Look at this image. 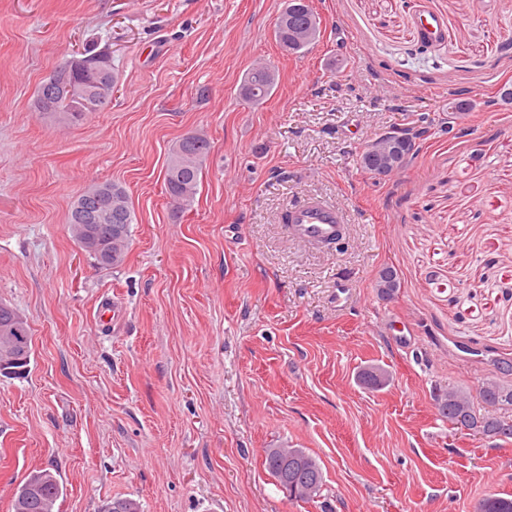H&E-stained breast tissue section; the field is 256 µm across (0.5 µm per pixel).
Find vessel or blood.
Wrapping results in <instances>:
<instances>
[{
    "mask_svg": "<svg viewBox=\"0 0 512 512\" xmlns=\"http://www.w3.org/2000/svg\"><path fill=\"white\" fill-rule=\"evenodd\" d=\"M286 222L290 237L312 246H332L346 233L343 210L318 197H310L291 206Z\"/></svg>",
    "mask_w": 512,
    "mask_h": 512,
    "instance_id": "1",
    "label": "vessel or blood"
}]
</instances>
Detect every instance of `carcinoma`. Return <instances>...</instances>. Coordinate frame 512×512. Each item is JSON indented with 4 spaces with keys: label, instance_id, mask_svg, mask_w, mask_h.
<instances>
[{
    "label": "carcinoma",
    "instance_id": "carcinoma-1",
    "mask_svg": "<svg viewBox=\"0 0 512 512\" xmlns=\"http://www.w3.org/2000/svg\"><path fill=\"white\" fill-rule=\"evenodd\" d=\"M294 0H284L274 26L277 44L292 54L303 53L319 39L321 30L310 41L294 42V26H319L315 14L294 13ZM82 56L88 63V72L74 73L67 65L59 66L52 77L61 88L53 96L45 86H40L36 108L60 125H71L85 114L101 112L112 103V95L118 83L108 49L87 50ZM276 78L268 65L253 66L246 74L240 93L252 104H259L271 95ZM211 142L203 133H190L179 139L172 147L165 170L166 192L174 206L184 210L191 206L197 194L203 166L211 153ZM358 164L371 172L375 169L387 175L396 173L405 164L398 160L392 142L378 134L361 153ZM112 189V216L101 215L89 223L80 221V215L69 212L68 224L79 246L102 266L117 267L126 257L133 222V210L129 196L118 184L110 181L89 185L80 197L96 199L101 191ZM374 288L379 297L390 299L401 288L396 271L382 268L377 274ZM17 351L31 348V328L25 322L14 332ZM512 375V361H497L495 376L485 380L474 396L463 388L438 390L434 402L439 414L456 425L467 426L474 434L488 440L512 438V419L507 416L512 409V384L505 378ZM265 467L277 484L296 494L288 495L294 501H310L320 496L323 472L318 461L301 448H268L265 450ZM63 495V485L53 472L44 474L36 492L23 502V508L11 504L12 512H59L58 502ZM100 512H141L140 503L132 498L113 499L101 507ZM477 512H512V497L490 495L480 501Z\"/></svg>",
    "mask_w": 512,
    "mask_h": 512
}]
</instances>
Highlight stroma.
Instances as JSON below:
<instances>
[{"label": "stroma", "instance_id": "35a3bbf8", "mask_svg": "<svg viewBox=\"0 0 512 512\" xmlns=\"http://www.w3.org/2000/svg\"><path fill=\"white\" fill-rule=\"evenodd\" d=\"M311 5L320 41L289 55L282 0H0V300L32 331L26 374L0 376V512L39 468L60 512H476L512 495V439L460 432L433 401L512 359V0ZM103 47L111 105L41 116L50 73ZM259 60L276 84L254 105L240 86ZM416 125L430 134L403 171L359 169L376 133ZM200 131L211 153L179 214L167 156ZM95 181L134 210L114 268L68 229ZM308 195L344 210L343 244L289 237ZM386 266L401 287L382 300ZM373 366L391 374L376 390ZM277 446L317 459L314 501L271 477Z\"/></svg>", "mask_w": 512, "mask_h": 512}]
</instances>
